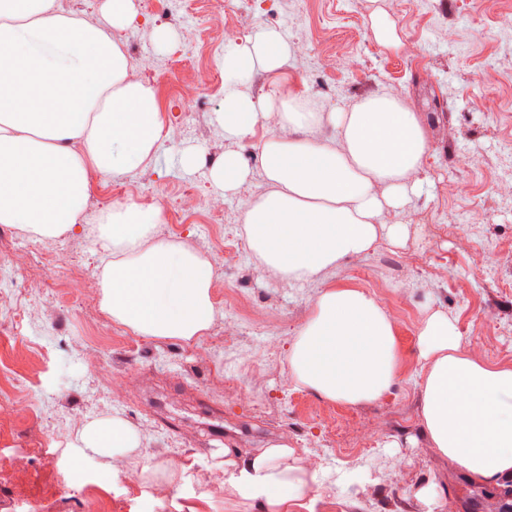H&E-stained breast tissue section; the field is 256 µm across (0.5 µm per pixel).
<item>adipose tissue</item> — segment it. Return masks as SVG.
I'll return each mask as SVG.
<instances>
[{
	"mask_svg": "<svg viewBox=\"0 0 512 512\" xmlns=\"http://www.w3.org/2000/svg\"><path fill=\"white\" fill-rule=\"evenodd\" d=\"M135 18L133 0H106L102 27L58 13L54 0H0V90L16 81L22 34L82 58L72 70L37 62L33 92L0 103V224L45 236L76 229L91 173L130 174L157 153L163 126L154 92L130 80L129 58L110 35ZM288 56L283 35L264 27L250 47L227 44L223 108L216 114L225 138H242L270 119L278 131L257 145L254 157L225 153L208 178L227 194L256 171L271 182L272 190L244 213L248 248L274 273L309 279L367 251L384 208L406 210L422 186L426 139L417 112L387 93L325 118L306 113V127L326 119L341 128V146L288 137L292 113L260 112L242 90L255 65L275 71ZM158 222V211L123 205L100 225L99 237L107 246H133ZM213 278L208 260L161 241L112 263L101 283L103 304L140 335L188 341L213 321ZM417 348L421 431L432 448L481 484L511 479L512 367L465 354L454 321L440 309L421 327ZM398 361L395 324L383 303L346 286L317 293L288 356L297 384L347 406L389 393ZM80 442L95 455L119 460L139 448L141 435L116 417L87 422ZM292 455L287 445L269 444L230 470L227 480L243 497L286 512L316 482Z\"/></svg>",
	"mask_w": 512,
	"mask_h": 512,
	"instance_id": "ef3b65f1",
	"label": "adipose tissue"
}]
</instances>
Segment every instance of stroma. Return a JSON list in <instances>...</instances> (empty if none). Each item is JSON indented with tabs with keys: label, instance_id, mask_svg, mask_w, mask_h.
I'll use <instances>...</instances> for the list:
<instances>
[{
	"label": "stroma",
	"instance_id": "obj_1",
	"mask_svg": "<svg viewBox=\"0 0 512 512\" xmlns=\"http://www.w3.org/2000/svg\"><path fill=\"white\" fill-rule=\"evenodd\" d=\"M136 25L112 30L129 59L152 56L160 83L158 101L163 144L156 155L126 181L136 191L166 194L178 202L184 185L208 194L213 186L207 169L180 170L178 158L188 148L220 159L225 152L253 156L273 126L258 123L241 139H226L215 120L224 99L223 83L208 92L204 108L187 112L175 98L174 75L198 59L194 37L210 8L209 0H185L164 17L150 16L143 0H134ZM238 23L232 37L247 44L257 26L282 33L289 47L287 64L275 72L255 67L248 80L257 104L282 105L292 97L308 111L350 109L370 96L387 92L418 112L427 150L421 178L424 191L410 204L412 218L400 237L379 233L365 253L349 258L342 270L315 280H282L272 276L246 245H238L234 260L217 255L213 241L228 226H242L235 205L239 196L261 194L259 180L242 184L225 199L224 221L169 227L157 224L149 243H181L206 257L215 277L227 290L226 305L215 308L209 335H231L230 348L216 360L194 357L189 342L135 336L130 346L112 345L98 327L110 325L101 301L100 284H92L88 309L58 307L47 302L45 279L32 273L31 254L16 250L22 229L0 224V255H8L20 271L0 280V288L40 302L36 325L27 334L46 346L50 363L35 387L32 412L11 428L9 442L0 444V512H24L27 500L40 497L48 483H66L70 462L112 472V492L126 496L121 462L80 448L78 434L86 422L120 415L148 435L129 457L144 468L143 493L165 488L176 512H270L264 500L241 498L225 486L224 500L212 502L196 481L197 471L224 474V451L235 450L237 462L260 453L269 443L288 444L298 465L319 453L321 426L300 412L301 405L329 408L330 403L288 381V353L299 330L313 312L317 290L349 286L375 294L384 302L400 301L406 320L396 323L400 348L399 376L378 402L349 408L354 425L374 427L377 438L368 452L370 465L318 472L319 484L345 502L347 512H491L492 500L481 498L480 484L439 456L421 434V362L417 334L425 319L441 309L460 335L470 323L485 319L490 332L482 340L477 360L512 366V209L502 205L512 195V27L503 17L512 0L497 7L481 0H309L296 10L294 0H237ZM395 23V38L382 42L371 25L374 13ZM171 30L174 39L157 51L154 31ZM335 42L336 66L305 83L300 76L312 56L314 42ZM471 150L475 164L458 176L471 187L468 196L455 195L447 178L448 164L459 149ZM45 248L67 254L75 268H108L132 255V248L103 249L88 231L79 229L43 240ZM486 251L495 264L478 268L476 254ZM105 358L112 371L132 373L136 400L114 394L108 376L94 368ZM248 378L259 398H247L225 388L224 380ZM172 453L185 460L170 468ZM25 460L30 480L12 476L16 460ZM399 460L405 467L386 479L374 461ZM428 486L433 505L414 495Z\"/></svg>",
	"mask_w": 512,
	"mask_h": 512
}]
</instances>
